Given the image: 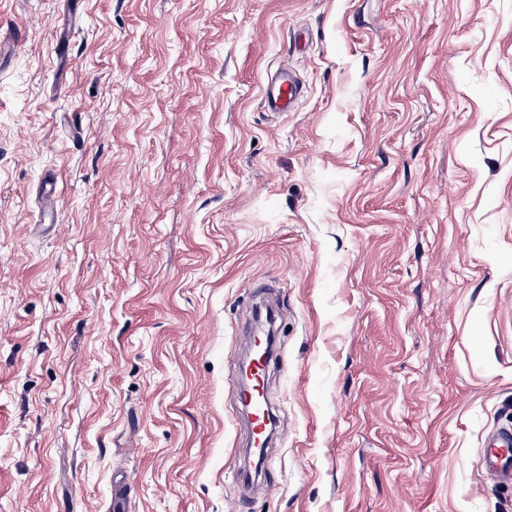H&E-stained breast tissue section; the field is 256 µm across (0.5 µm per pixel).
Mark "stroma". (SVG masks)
<instances>
[{"label": "stroma", "instance_id": "obj_1", "mask_svg": "<svg viewBox=\"0 0 512 512\" xmlns=\"http://www.w3.org/2000/svg\"><path fill=\"white\" fill-rule=\"evenodd\" d=\"M0 512H512V0H0ZM302 93L263 87L280 65ZM280 355L261 481L227 382ZM300 93L299 85L287 68L277 72L274 83L267 84L264 104L269 111L286 112ZM512 431H498L493 446L482 448L479 462L485 472L495 479L512 478Z\"/></svg>", "mask_w": 512, "mask_h": 512}]
</instances>
